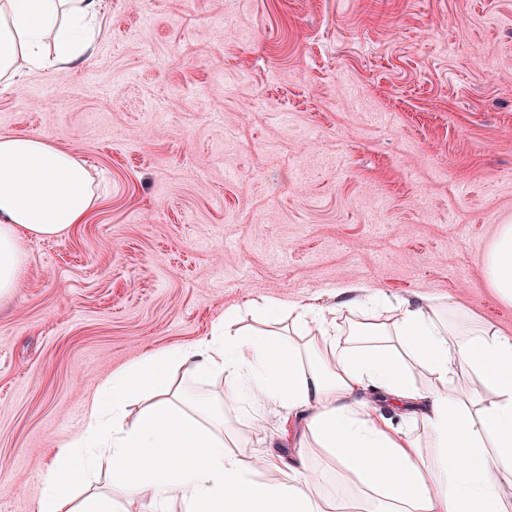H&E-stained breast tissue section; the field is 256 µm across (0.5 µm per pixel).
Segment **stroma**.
Masks as SVG:
<instances>
[{
	"label": "stroma",
	"instance_id": "obj_1",
	"mask_svg": "<svg viewBox=\"0 0 512 512\" xmlns=\"http://www.w3.org/2000/svg\"><path fill=\"white\" fill-rule=\"evenodd\" d=\"M103 2L82 59L0 90V135L101 185L0 299V512H32L113 372L224 314L358 284L512 336L485 270L512 225V0ZM281 414L233 420L239 454L292 463Z\"/></svg>",
	"mask_w": 512,
	"mask_h": 512
}]
</instances>
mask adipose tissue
I'll list each match as a JSON object with an SVG mask.
<instances>
[{
	"mask_svg": "<svg viewBox=\"0 0 512 512\" xmlns=\"http://www.w3.org/2000/svg\"><path fill=\"white\" fill-rule=\"evenodd\" d=\"M101 0H0V86L25 70L71 64L95 36ZM97 200L85 166L40 136H0V298L25 267L21 243L57 238L83 223ZM492 288L512 304V225L486 258ZM351 319L311 304L263 305L287 333L247 331L234 316L194 344L145 353L113 373L72 440L56 448L33 512H123L150 495L182 512H328L327 471L358 512H512V336L453 301H408L382 316L377 304L344 303ZM424 375L426 386L415 384ZM216 375L225 389L204 387ZM371 390L404 407L401 422L360 400ZM275 404L306 413L297 445L324 458L289 465L235 453L228 415ZM137 406L134 421L126 410ZM108 457L110 491L95 488Z\"/></svg>",
	"mask_w": 512,
	"mask_h": 512,
	"instance_id": "adipose-tissue-1",
	"label": "adipose tissue"
}]
</instances>
